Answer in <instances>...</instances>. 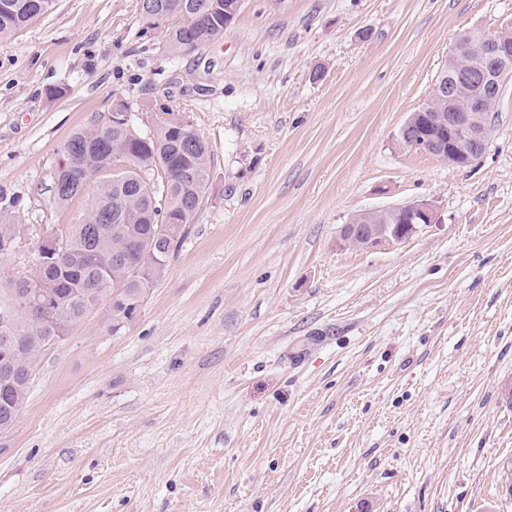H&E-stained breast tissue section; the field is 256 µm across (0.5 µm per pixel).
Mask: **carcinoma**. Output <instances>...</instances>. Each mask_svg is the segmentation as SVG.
I'll list each match as a JSON object with an SVG mask.
<instances>
[{"label": "carcinoma", "instance_id": "carcinoma-1", "mask_svg": "<svg viewBox=\"0 0 512 512\" xmlns=\"http://www.w3.org/2000/svg\"><path fill=\"white\" fill-rule=\"evenodd\" d=\"M0 11V39L8 38L45 15L52 0H8ZM165 20L176 24L165 31L174 54L186 52V42L204 47L224 36V9L235 0H166ZM457 58H448L440 78L451 81L456 66L476 58L487 43L483 31L461 34ZM416 139L434 153L431 132L422 129L434 112L448 111V101L431 96L418 108ZM75 164L59 171L53 186L56 204L65 206L86 194L90 181L107 173L89 198L78 222L67 225L65 246L37 257L33 275L0 274V311L3 295L16 289H42L51 307L35 301L0 316V335L15 337L19 346L10 354L12 369L21 376L35 372L51 348L52 336L73 329L89 314L111 311V330L132 319L135 296L152 289L164 276L187 237L198 213L196 200L204 198L209 181L208 148L190 123L166 113L149 137L136 139L122 125L103 124L77 130L63 145ZM128 168L110 177L115 162ZM29 393V386L4 387L0 368V426L12 427Z\"/></svg>", "mask_w": 512, "mask_h": 512}]
</instances>
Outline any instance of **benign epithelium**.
<instances>
[{
    "mask_svg": "<svg viewBox=\"0 0 512 512\" xmlns=\"http://www.w3.org/2000/svg\"><path fill=\"white\" fill-rule=\"evenodd\" d=\"M490 50L479 63H465L457 71L455 81H464L478 89L501 80L512 72V40L498 35L487 36ZM477 104L459 114L457 112L439 113L436 126L444 129V141L435 142L440 156L453 165L465 167L473 162L471 145H484L488 140V128L483 113L475 111ZM400 216H406L403 225L393 229L389 224H364L355 219L341 226L337 238L338 244L346 247L361 243L363 247H377L399 243L421 226L437 222L434 208L424 201L408 202L391 207ZM61 227L52 226L43 229L36 241V250L52 251L61 246Z\"/></svg>",
    "mask_w": 512,
    "mask_h": 512,
    "instance_id": "7a95c632",
    "label": "benign epithelium"
}]
</instances>
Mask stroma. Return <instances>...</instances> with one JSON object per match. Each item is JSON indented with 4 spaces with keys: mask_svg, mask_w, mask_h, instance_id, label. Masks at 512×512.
Segmentation results:
<instances>
[{
    "mask_svg": "<svg viewBox=\"0 0 512 512\" xmlns=\"http://www.w3.org/2000/svg\"><path fill=\"white\" fill-rule=\"evenodd\" d=\"M140 0H54L0 40V209L30 273L62 145L124 104L186 117L203 203L134 321L93 313L0 433V512H512V79L481 158L399 134L512 0H245L181 56ZM435 224L342 247L364 210ZM387 209L399 216L406 215L403 225L395 231L391 224H399L398 215L390 212H375L368 216L373 224L359 223L352 219L339 230L337 242L344 247L361 242L362 247H377L402 242L417 232L420 226L435 224L438 220L434 208L424 201L408 202Z\"/></svg>",
    "mask_w": 512,
    "mask_h": 512,
    "instance_id": "obj_1",
    "label": "stroma"
}]
</instances>
